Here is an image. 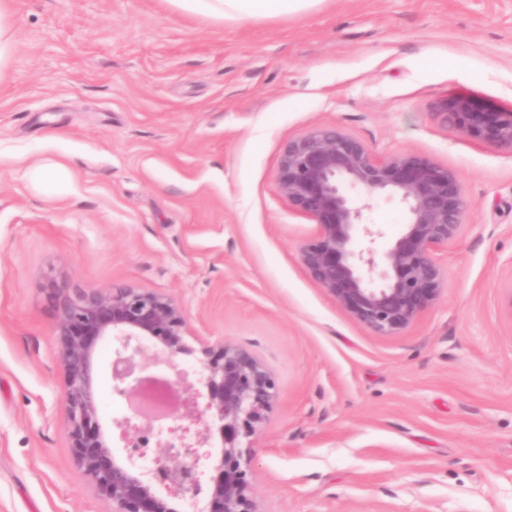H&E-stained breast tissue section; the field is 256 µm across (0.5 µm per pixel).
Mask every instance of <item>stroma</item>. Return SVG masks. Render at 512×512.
<instances>
[{
	"label": "stroma",
	"mask_w": 512,
	"mask_h": 512,
	"mask_svg": "<svg viewBox=\"0 0 512 512\" xmlns=\"http://www.w3.org/2000/svg\"><path fill=\"white\" fill-rule=\"evenodd\" d=\"M0 68V512H111L72 461L53 299L129 283L271 370L249 440L257 512H512V149L436 116L465 93L512 108V0H324L216 22L168 0H14ZM334 126L385 158L454 170L468 202L448 279L376 336L299 260L317 232L277 188L288 140ZM66 171L37 182L38 167ZM98 348L101 424L127 457L142 419ZM149 375L196 393L141 454L210 423L194 359L144 342Z\"/></svg>",
	"instance_id": "obj_1"
}]
</instances>
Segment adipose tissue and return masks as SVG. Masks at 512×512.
Returning <instances> with one entry per match:
<instances>
[{
	"label": "adipose tissue",
	"mask_w": 512,
	"mask_h": 512,
	"mask_svg": "<svg viewBox=\"0 0 512 512\" xmlns=\"http://www.w3.org/2000/svg\"><path fill=\"white\" fill-rule=\"evenodd\" d=\"M178 9L216 20H265L304 14L322 0H171Z\"/></svg>",
	"instance_id": "adipose-tissue-1"
}]
</instances>
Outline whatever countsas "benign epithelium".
Returning a JSON list of instances; mask_svg holds the SVG:
<instances>
[{"label":"benign epithelium","instance_id":"1","mask_svg":"<svg viewBox=\"0 0 512 512\" xmlns=\"http://www.w3.org/2000/svg\"><path fill=\"white\" fill-rule=\"evenodd\" d=\"M441 121L491 146L512 148V110L496 112L466 96L440 105ZM281 196L317 224L300 261L323 292L375 336H398L438 298L446 279L435 252L453 243L467 201L457 175L411 152L377 159L359 139L332 126H317L288 141L278 165ZM380 198H396L406 221L389 245L370 227L367 213ZM53 335L65 376L64 407L69 448L76 465L94 481L112 512H175L155 485L193 496L200 491L199 451L184 447L174 465L155 458L144 472L132 456L121 460L102 430L101 403L93 373L98 344L115 340L111 371L120 387L134 372L133 356L147 339L173 359L190 356L201 365L206 411L218 421L221 449L210 476L205 512H256L249 494L248 458L242 441L252 437L278 395L275 378L252 353L222 340L197 346L186 338L181 309L166 295L125 284L108 290L56 294Z\"/></svg>","mask_w":512,"mask_h":512}]
</instances>
